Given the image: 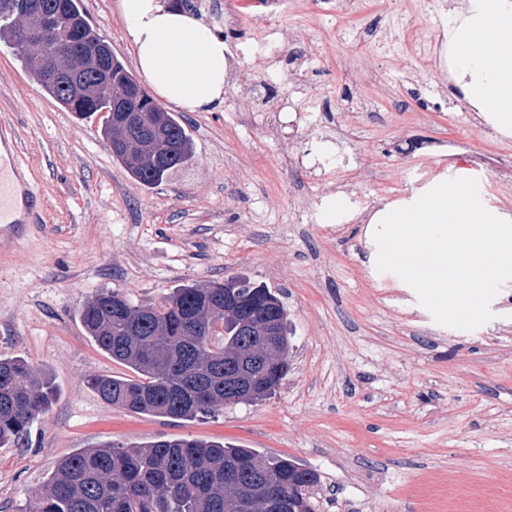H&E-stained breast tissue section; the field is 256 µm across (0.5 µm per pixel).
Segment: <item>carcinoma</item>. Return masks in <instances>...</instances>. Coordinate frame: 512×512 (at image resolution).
<instances>
[{
  "label": "carcinoma",
  "instance_id": "carcinoma-1",
  "mask_svg": "<svg viewBox=\"0 0 512 512\" xmlns=\"http://www.w3.org/2000/svg\"><path fill=\"white\" fill-rule=\"evenodd\" d=\"M57 7L67 28L83 15L81 0H42ZM32 0H0V37L13 42ZM107 76L84 72L94 86L93 104L75 103L70 85L33 75L42 90L76 116L112 109L117 98L140 110L158 147L174 158L144 162V141L126 136L113 157L140 184L153 187L193 157L183 124L172 114L145 111L131 92L137 79L112 52ZM95 345L131 374L98 375L91 388L107 403L133 414L177 419L206 416L227 405L252 403L272 394L269 377L281 379L291 342L287 313L270 289L231 278L176 288L160 301L133 304L117 290H102L80 313ZM52 383L19 356L0 358V447L18 443L46 413ZM318 473L286 456L267 457L252 448L173 439L145 445L111 443L63 457L44 491L19 512H318Z\"/></svg>",
  "mask_w": 512,
  "mask_h": 512
}]
</instances>
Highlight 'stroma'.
Here are the masks:
<instances>
[{
    "label": "stroma",
    "mask_w": 512,
    "mask_h": 512,
    "mask_svg": "<svg viewBox=\"0 0 512 512\" xmlns=\"http://www.w3.org/2000/svg\"><path fill=\"white\" fill-rule=\"evenodd\" d=\"M120 0H81L86 19L136 71ZM357 0L348 18L298 0L279 18L289 53L318 59L302 85L322 96L292 140L272 137L277 99L247 58L237 97L212 112L172 114L191 161L145 187L112 158L101 119L63 109L0 40V114L44 198L39 221L0 248V357L21 356L54 386L49 411L18 445L0 448V512L44 490L58 460L107 443L198 438L315 470L319 512H512V285L494 319L464 331L437 324L413 289L369 266L364 204L458 175L512 215V132L435 112V66L403 67L418 37ZM348 159L353 197L341 220L321 198V126ZM433 141L450 144L430 151ZM247 278L288 311V373L269 398L192 420L130 414L102 401L91 377L124 375L87 336L83 304L104 289L134 303L187 284Z\"/></svg>",
    "instance_id": "35a3bbf8"
}]
</instances>
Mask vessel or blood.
I'll list each match as a JSON object with an SVG mask.
<instances>
[{
  "mask_svg": "<svg viewBox=\"0 0 512 512\" xmlns=\"http://www.w3.org/2000/svg\"><path fill=\"white\" fill-rule=\"evenodd\" d=\"M10 130V123L0 118V224H32L40 218V199L34 184L23 177L17 148L4 143Z\"/></svg>",
  "mask_w": 512,
  "mask_h": 512,
  "instance_id": "obj_1",
  "label": "vessel or blood"
}]
</instances>
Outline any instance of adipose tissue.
Masks as SVG:
<instances>
[{
    "label": "adipose tissue",
    "instance_id": "1",
    "mask_svg": "<svg viewBox=\"0 0 512 512\" xmlns=\"http://www.w3.org/2000/svg\"><path fill=\"white\" fill-rule=\"evenodd\" d=\"M119 7L137 65L164 104L186 112L223 105L228 44L217 26L165 0H120ZM480 34L488 41L484 58L472 49ZM453 37L457 70L469 94L495 126L512 132V0H469Z\"/></svg>",
    "mask_w": 512,
    "mask_h": 512
}]
</instances>
